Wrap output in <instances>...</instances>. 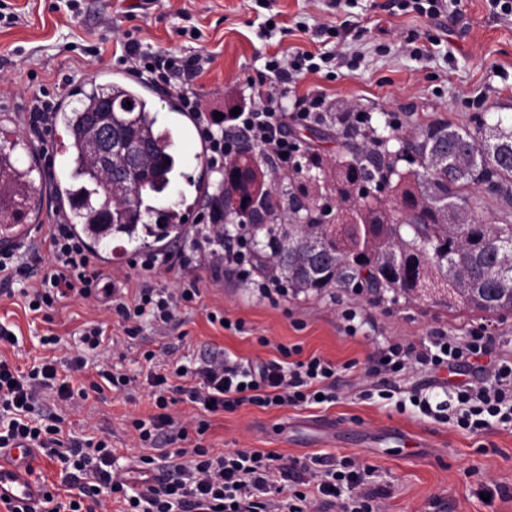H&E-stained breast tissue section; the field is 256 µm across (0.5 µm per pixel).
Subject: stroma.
<instances>
[{"mask_svg": "<svg viewBox=\"0 0 512 512\" xmlns=\"http://www.w3.org/2000/svg\"><path fill=\"white\" fill-rule=\"evenodd\" d=\"M16 16L0 22V126L24 135L25 113L34 96L53 109L77 106L75 88L105 84L111 77L145 93L158 111L159 129L175 133V152L182 175L163 196L158 208L188 211L195 223L189 234L171 242V250H192L207 235L201 215L222 180L208 163L195 159L183 138L173 96L127 73L118 58L127 38L147 51L180 57L203 52L213 61L193 85L209 110L228 112L237 105H260L258 82L272 56L298 50L345 54L339 65L305 73L275 100L285 115L286 130L300 151L333 159L339 149L334 127L349 112L374 118L394 116L400 139H412L424 126L447 122L469 124L478 112L512 115V14L492 0H441V13L430 17L413 9V0H4ZM276 24L261 36L266 20ZM99 56H91L92 48ZM325 99V133L314 135L298 120V99L306 94ZM123 249L128 260L118 272L131 285L151 276L176 287L174 274H150L140 263L150 249H135L122 237L100 245V252ZM201 297L179 308L181 325L163 335L144 326L123 356L90 357L79 384L88 387L100 366L135 376L132 398L109 389L91 391L76 403L57 405L70 434L79 439L109 436L115 450L114 471L137 481L138 433L134 420L152 414L146 381V351L174 348L165 368L169 385H179L177 365L193 364L211 348L251 362L279 358L280 347L301 346L303 355H318L336 366L334 403L264 409L243 405L208 416L201 435L205 447L222 451L253 448L274 452L285 460H306L314 454L354 459L372 467L371 482L380 494L382 512H512V423L493 422L480 435H470L445 417L424 414L413 404L422 392L431 404L452 403L448 385L421 371L387 375L383 390H371L365 372L391 344H419L444 333L466 336L485 328L497 357L512 360V312L490 318L480 313H455L428 295L408 298L392 292L358 294L350 289L266 295L253 281L239 279L234 268L223 280L211 277L200 264ZM0 279V322L11 325L18 343L7 358L27 370L47 352L41 339L59 335L55 357L65 361L82 351L81 326L97 321L108 332L122 333L116 313L66 299L53 322L26 311L20 296H8ZM242 321L241 330L211 325L209 312ZM370 398H362V391ZM335 422L338 432L327 437L310 430L309 422Z\"/></svg>", "mask_w": 512, "mask_h": 512, "instance_id": "1", "label": "stroma"}]
</instances>
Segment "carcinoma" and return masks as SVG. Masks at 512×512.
Returning a JSON list of instances; mask_svg holds the SVG:
<instances>
[{
  "instance_id": "1",
  "label": "carcinoma",
  "mask_w": 512,
  "mask_h": 512,
  "mask_svg": "<svg viewBox=\"0 0 512 512\" xmlns=\"http://www.w3.org/2000/svg\"><path fill=\"white\" fill-rule=\"evenodd\" d=\"M79 94V106L60 117L70 141L65 194L75 223L88 226L97 244L122 234L142 248L147 240L140 239L141 228L156 241L182 236L178 211L146 203L169 188L177 167L174 141L158 131L151 100L114 81ZM104 98L131 103V109L112 113V124L151 145L148 172L134 180L131 198L110 211L106 175L87 150L88 116ZM339 135L344 153L329 162L335 176L324 186L299 177L300 168L288 185L269 187L254 150L242 146L224 164V182L239 192L245 201L239 210L252 214L253 223L242 224L229 211L214 229L218 240L229 248L248 236L258 265L294 292L353 288L407 297L423 287L420 258L407 246L424 244L435 268L433 287L448 289L449 306L488 316L512 311V269L502 265V250L512 248V124L500 117L491 123L478 113L465 126L429 125L404 142L382 135L365 114L361 122L343 123ZM372 183L390 190L394 206L366 194L354 198L357 188ZM484 185L499 204L498 214L463 219ZM326 192L347 210L336 228L323 222L314 203ZM151 213L157 218L148 224L144 217ZM381 237L403 251L407 271L399 284L387 281L380 258L368 251Z\"/></svg>"
}]
</instances>
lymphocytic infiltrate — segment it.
Here are the masks:
<instances>
[{
	"instance_id": "f902f5d3",
	"label": "lymphocytic infiltrate",
	"mask_w": 512,
	"mask_h": 512,
	"mask_svg": "<svg viewBox=\"0 0 512 512\" xmlns=\"http://www.w3.org/2000/svg\"><path fill=\"white\" fill-rule=\"evenodd\" d=\"M121 60L134 77L164 84L194 114L211 167L223 169L245 143L276 167L294 160L298 147L286 135L282 113L270 106L241 109L228 126L208 110L192 84L211 64V57L198 54L178 63L128 41ZM39 265L44 268L40 274L35 271ZM160 265L178 276L179 289L160 281L132 288L117 276L105 281L84 240L64 223L49 225L34 240L0 250V272L29 280L21 295L30 311L46 312L65 299L92 306L106 301L123 320L124 333L131 339L140 336L146 320L160 332L177 329L178 306L201 295L192 259L185 251L141 262L151 272ZM301 352L298 346L284 347L280 359L253 365L213 350L195 367L184 368L185 382L174 389L210 414L244 404L273 408L335 401V365L315 355L302 357ZM382 355L370 377L409 369L433 374L443 368L461 376L453 413L460 429L479 435L491 419L512 421V362L494 357L486 329L464 337L435 336L417 347L393 344ZM154 359V352L146 353L150 364L146 381L156 412L133 423L140 447L147 450L139 458L145 482L142 492L131 497L124 482L112 473L109 438L74 439L65 432L64 417L50 406L54 400L87 399L85 389L73 386L76 376L85 372V358L75 356L62 366L46 356L23 372L0 357V448L20 441L36 444L59 464L66 483L76 489L64 498L45 492L41 512H108V503L118 493L123 496V512H380L378 494L367 481L369 470L354 460L320 456L288 465L273 452H216L195 441V434L204 433L208 423L202 419L192 427L171 413L167 392L172 388L166 374L152 369ZM158 460L164 471L160 478L155 475ZM87 499L92 507H84Z\"/></svg>"
}]
</instances>
